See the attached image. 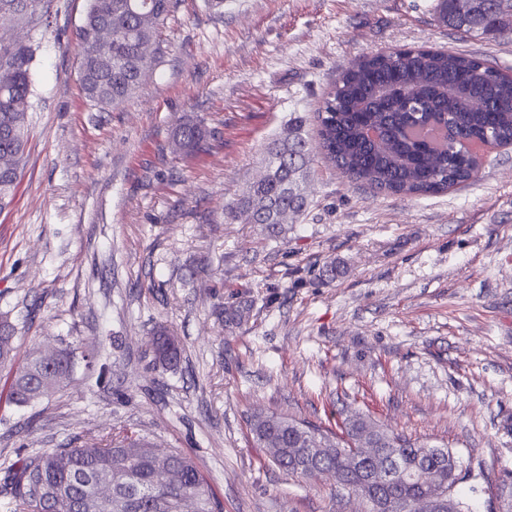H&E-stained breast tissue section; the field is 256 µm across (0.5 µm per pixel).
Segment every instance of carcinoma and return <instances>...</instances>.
Returning <instances> with one entry per match:
<instances>
[{
  "instance_id": "cac0c4a2",
  "label": "carcinoma",
  "mask_w": 512,
  "mask_h": 512,
  "mask_svg": "<svg viewBox=\"0 0 512 512\" xmlns=\"http://www.w3.org/2000/svg\"><path fill=\"white\" fill-rule=\"evenodd\" d=\"M177 0H89L75 37L80 47V84L85 98L109 110L140 88L160 61L161 26ZM45 0H0V14L40 23ZM435 20L469 35L512 33V0H436ZM112 28L110 56L93 52L97 34ZM31 47L0 40V158L14 157V169L0 171V208L11 196L19 162L27 146L30 110ZM296 115L268 143L265 174L238 194L227 217L247 214L250 223L276 229L290 214L307 207L302 191L309 166L304 127ZM317 134L326 158L349 181L389 195H430L465 184L478 175L479 153L487 139L512 144V74L483 59L429 47L396 49L366 56L346 68L317 111ZM203 122L188 118L174 131L172 145L181 153L205 148ZM153 363L175 364L179 342L167 328L156 331ZM77 347L63 349L48 368L27 355L10 386V400L28 406L40 399L42 386L72 372ZM16 355L15 329L0 321V363ZM256 442L274 451L272 461L288 473L309 478L323 469L344 477L377 512L378 496L395 500L393 512H408L410 499L422 492L406 475L370 476L366 470L343 473V452L362 443L400 452L409 470L434 469L448 493V512H470L455 492L460 458L448 448L431 447L389 431L362 415L347 416L336 429L278 414H258L250 422ZM313 448L332 452L311 455ZM169 466L180 473L176 484L157 480ZM112 497L98 501V484ZM5 512H222L220 501L192 458L171 451L160 457L145 439L112 433L97 444L73 441L61 448L20 455L4 467Z\"/></svg>"
}]
</instances>
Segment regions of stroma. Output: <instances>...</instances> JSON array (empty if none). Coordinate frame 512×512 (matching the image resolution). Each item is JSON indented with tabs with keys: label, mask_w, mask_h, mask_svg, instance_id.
<instances>
[{
	"label": "stroma",
	"mask_w": 512,
	"mask_h": 512,
	"mask_svg": "<svg viewBox=\"0 0 512 512\" xmlns=\"http://www.w3.org/2000/svg\"><path fill=\"white\" fill-rule=\"evenodd\" d=\"M435 0H179L163 55L118 109L84 97L75 32L88 0L13 19L31 46L28 144L0 209V314L19 356L0 365V462L128 429L194 458L224 512H367L325 475L303 479L258 447L249 421L317 424L360 411L457 452L472 512L512 484V147L478 178L427 196L354 184L310 144L308 207L278 230L226 220L265 173L291 113L314 114L354 60L399 48L475 54L512 73V35L438 26ZM185 115L203 152L171 149ZM343 261L338 278L325 269ZM248 300L250 317L224 326ZM181 339L152 368L158 325ZM97 350L34 407L8 400L21 358L64 339Z\"/></svg>",
	"instance_id": "1"
}]
</instances>
